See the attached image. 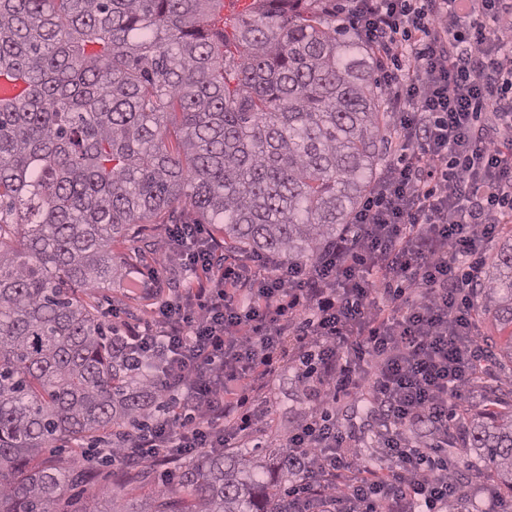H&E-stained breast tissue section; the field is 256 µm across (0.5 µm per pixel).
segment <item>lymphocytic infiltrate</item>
Here are the masks:
<instances>
[{"instance_id": "lymphocytic-infiltrate-1", "label": "lymphocytic infiltrate", "mask_w": 512, "mask_h": 512, "mask_svg": "<svg viewBox=\"0 0 512 512\" xmlns=\"http://www.w3.org/2000/svg\"><path fill=\"white\" fill-rule=\"evenodd\" d=\"M346 18L383 69L401 154L315 261L230 260L200 224H173L134 285L152 322L115 348L147 367L159 408L101 449L158 471L234 448L268 426L285 358L308 408L278 445L300 469L288 512H448L471 486L448 463L466 433L462 388L482 372L477 288L488 243L512 223V0H349ZM179 264L194 283L165 289ZM381 426L378 466L328 417L339 396Z\"/></svg>"}]
</instances>
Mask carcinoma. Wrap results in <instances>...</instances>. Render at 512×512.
I'll return each mask as SVG.
<instances>
[{"label": "carcinoma", "mask_w": 512, "mask_h": 512, "mask_svg": "<svg viewBox=\"0 0 512 512\" xmlns=\"http://www.w3.org/2000/svg\"><path fill=\"white\" fill-rule=\"evenodd\" d=\"M223 3L0 0V512H60L81 449L45 450L148 421L145 374L90 302L132 225L184 204L228 251L312 262L385 167L365 42L297 0H253L220 28ZM503 238L478 308L507 328ZM448 462L512 496V404L469 421ZM260 468L257 448L201 454L148 512H288ZM83 512L132 510L115 495Z\"/></svg>", "instance_id": "cac0c4a2"}]
</instances>
